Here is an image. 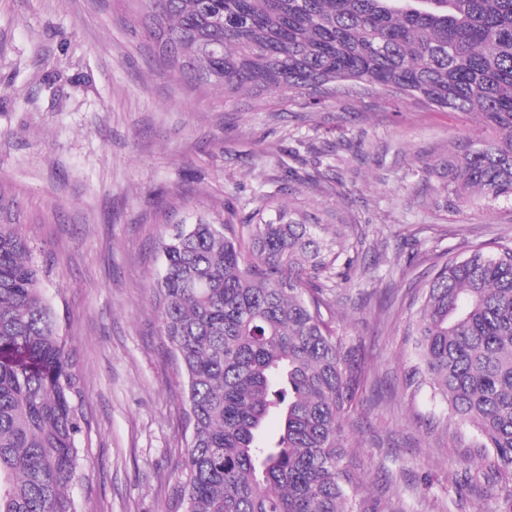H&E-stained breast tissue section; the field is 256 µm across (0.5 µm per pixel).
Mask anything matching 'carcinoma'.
I'll use <instances>...</instances> for the list:
<instances>
[{
  "label": "carcinoma",
  "instance_id": "obj_1",
  "mask_svg": "<svg viewBox=\"0 0 512 512\" xmlns=\"http://www.w3.org/2000/svg\"><path fill=\"white\" fill-rule=\"evenodd\" d=\"M167 71L224 98L312 107L368 85L475 115L492 136L448 157L444 201L512 202V0H160ZM240 216L167 224L150 284L185 382L168 512H353L342 422L361 377L325 315L357 251L270 195ZM404 335L406 386L433 389L512 471V239L441 255ZM81 379L18 224H0V512H77Z\"/></svg>",
  "mask_w": 512,
  "mask_h": 512
}]
</instances>
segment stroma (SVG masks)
<instances>
[{"instance_id":"1","label":"stroma","mask_w":512,"mask_h":512,"mask_svg":"<svg viewBox=\"0 0 512 512\" xmlns=\"http://www.w3.org/2000/svg\"><path fill=\"white\" fill-rule=\"evenodd\" d=\"M147 0H0V222L19 224L81 376L80 512H166L183 459L178 363L148 284L165 220L278 196L307 223L355 225L336 332L358 348L343 423L363 512H499L512 474L472 477L481 437L430 389L405 387L403 327L436 254L512 238V203L435 207L476 118L381 93L313 108L169 75Z\"/></svg>"}]
</instances>
